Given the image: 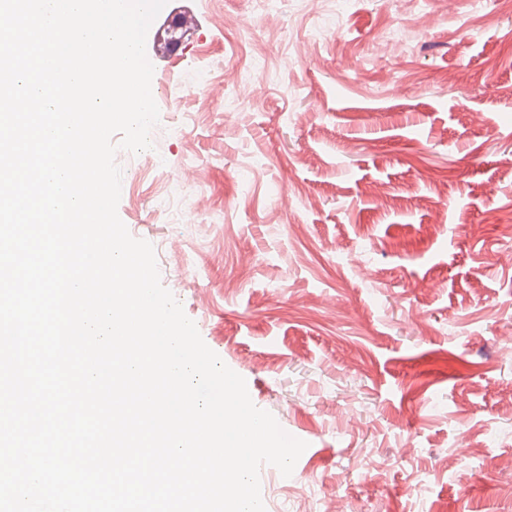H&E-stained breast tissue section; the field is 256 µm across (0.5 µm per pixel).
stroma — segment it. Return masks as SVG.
Instances as JSON below:
<instances>
[{"label": "stroma", "mask_w": 512, "mask_h": 512, "mask_svg": "<svg viewBox=\"0 0 512 512\" xmlns=\"http://www.w3.org/2000/svg\"><path fill=\"white\" fill-rule=\"evenodd\" d=\"M195 5L118 215L308 444L266 512H512V0Z\"/></svg>", "instance_id": "obj_1"}]
</instances>
